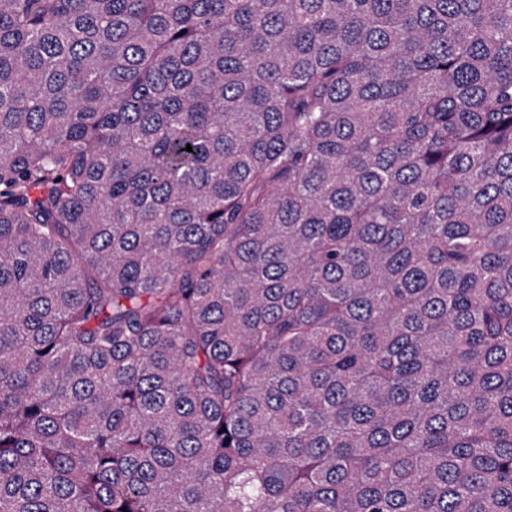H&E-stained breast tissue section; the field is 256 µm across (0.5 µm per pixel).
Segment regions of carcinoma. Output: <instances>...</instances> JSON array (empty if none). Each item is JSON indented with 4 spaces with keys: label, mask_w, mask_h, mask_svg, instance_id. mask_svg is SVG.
<instances>
[{
    "label": "carcinoma",
    "mask_w": 512,
    "mask_h": 512,
    "mask_svg": "<svg viewBox=\"0 0 512 512\" xmlns=\"http://www.w3.org/2000/svg\"><path fill=\"white\" fill-rule=\"evenodd\" d=\"M0 512H512V0H0Z\"/></svg>",
    "instance_id": "cac0c4a2"
}]
</instances>
